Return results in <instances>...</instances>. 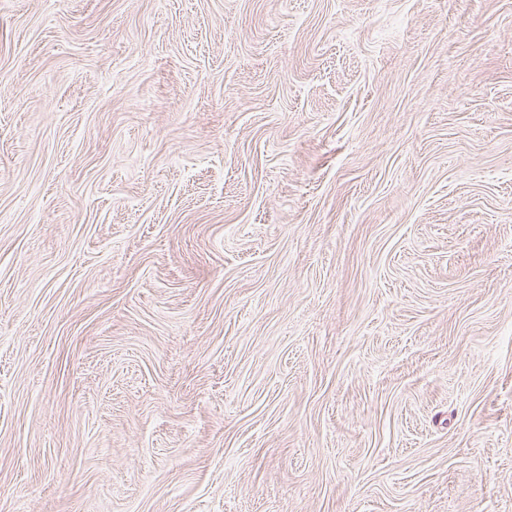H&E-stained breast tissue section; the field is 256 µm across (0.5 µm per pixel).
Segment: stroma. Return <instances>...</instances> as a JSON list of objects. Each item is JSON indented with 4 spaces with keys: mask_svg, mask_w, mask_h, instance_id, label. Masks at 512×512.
<instances>
[{
    "mask_svg": "<svg viewBox=\"0 0 512 512\" xmlns=\"http://www.w3.org/2000/svg\"><path fill=\"white\" fill-rule=\"evenodd\" d=\"M0 512H512V0H0Z\"/></svg>",
    "mask_w": 512,
    "mask_h": 512,
    "instance_id": "35a3bbf8",
    "label": "stroma"
}]
</instances>
